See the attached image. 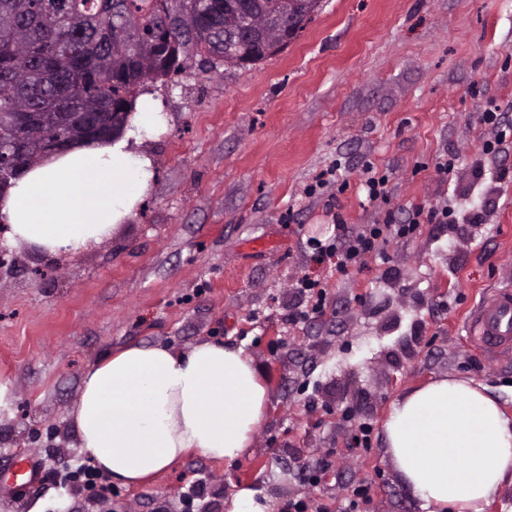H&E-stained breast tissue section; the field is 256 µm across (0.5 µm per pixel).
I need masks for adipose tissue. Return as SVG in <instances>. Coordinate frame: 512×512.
<instances>
[{
	"label": "adipose tissue",
	"mask_w": 512,
	"mask_h": 512,
	"mask_svg": "<svg viewBox=\"0 0 512 512\" xmlns=\"http://www.w3.org/2000/svg\"><path fill=\"white\" fill-rule=\"evenodd\" d=\"M161 117L140 100L122 137L72 146L0 195L12 238L50 256L110 237L153 177L137 149ZM268 390L243 349L203 341L181 351L133 344L84 372L70 424L89 465L142 485L191 452L238 462L265 418ZM386 448L422 512H484L512 475V419L482 385L441 378L395 401Z\"/></svg>",
	"instance_id": "adipose-tissue-1"
}]
</instances>
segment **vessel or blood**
<instances>
[{
    "mask_svg": "<svg viewBox=\"0 0 512 512\" xmlns=\"http://www.w3.org/2000/svg\"><path fill=\"white\" fill-rule=\"evenodd\" d=\"M470 339L490 352L512 349V289H504L474 308L467 321Z\"/></svg>",
    "mask_w": 512,
    "mask_h": 512,
    "instance_id": "1",
    "label": "vessel or blood"
}]
</instances>
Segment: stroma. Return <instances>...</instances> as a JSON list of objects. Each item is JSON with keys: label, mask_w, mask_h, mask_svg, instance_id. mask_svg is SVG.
<instances>
[{"label": "stroma", "mask_w": 512, "mask_h": 512, "mask_svg": "<svg viewBox=\"0 0 512 512\" xmlns=\"http://www.w3.org/2000/svg\"><path fill=\"white\" fill-rule=\"evenodd\" d=\"M142 92L163 123L141 144L155 177L123 224L74 257L5 242L18 265L0 274V374L15 394L0 416V512H224L243 486L328 512L365 486L356 512H420L385 448L392 401L448 376L484 385L512 417V352L484 356L465 328L512 288V0H323L279 53L241 69L193 60ZM491 105L506 137L487 156ZM367 163L388 174L386 201L368 202ZM336 166L348 188L308 193ZM416 205L446 223L361 271L313 261L310 238L337 221L357 232ZM306 274L326 305L296 323ZM202 341L243 348L267 383L245 456L193 453L149 483H110L97 505L61 483L85 462L69 414L87 366L128 344ZM363 421L370 448H347ZM26 455L38 466L28 484Z\"/></svg>", "instance_id": "stroma-1"}]
</instances>
